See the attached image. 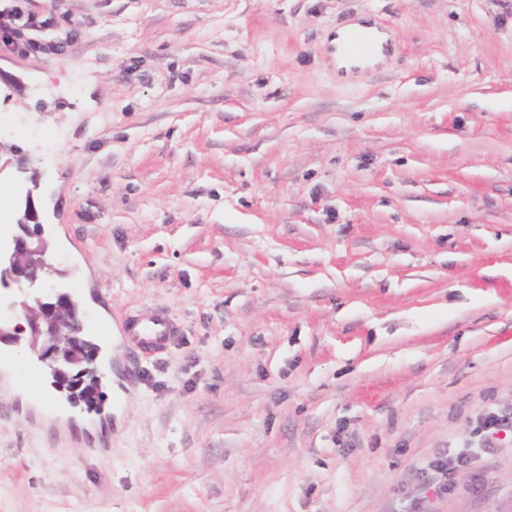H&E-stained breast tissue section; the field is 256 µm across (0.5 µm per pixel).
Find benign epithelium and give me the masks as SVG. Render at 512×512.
Returning a JSON list of instances; mask_svg holds the SVG:
<instances>
[{"label":"benign epithelium","mask_w":512,"mask_h":512,"mask_svg":"<svg viewBox=\"0 0 512 512\" xmlns=\"http://www.w3.org/2000/svg\"><path fill=\"white\" fill-rule=\"evenodd\" d=\"M31 208H26L17 222L19 233L12 237L13 254L10 266L4 275L18 287L39 288L43 283V264L47 263V247L44 240L36 236H23ZM40 305V312L32 314L33 307L27 302L20 303L22 313L19 321L7 320L0 323L1 336H28L29 345L41 346L42 355L62 360L67 365H76V354L81 350L84 318L67 299H56L53 303Z\"/></svg>","instance_id":"1"}]
</instances>
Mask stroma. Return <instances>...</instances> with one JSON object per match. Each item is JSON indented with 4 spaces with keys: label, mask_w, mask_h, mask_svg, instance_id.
I'll list each match as a JSON object with an SVG mask.
<instances>
[{
    "label": "stroma",
    "mask_w": 512,
    "mask_h": 512,
    "mask_svg": "<svg viewBox=\"0 0 512 512\" xmlns=\"http://www.w3.org/2000/svg\"><path fill=\"white\" fill-rule=\"evenodd\" d=\"M32 6L75 39L0 51V237L28 200L63 230L84 340L144 307L182 334L104 433L0 416V512H512V434L476 431L512 410V0ZM357 22L390 49L349 75ZM18 350L56 399L109 383Z\"/></svg>",
    "instance_id": "stroma-1"
}]
</instances>
